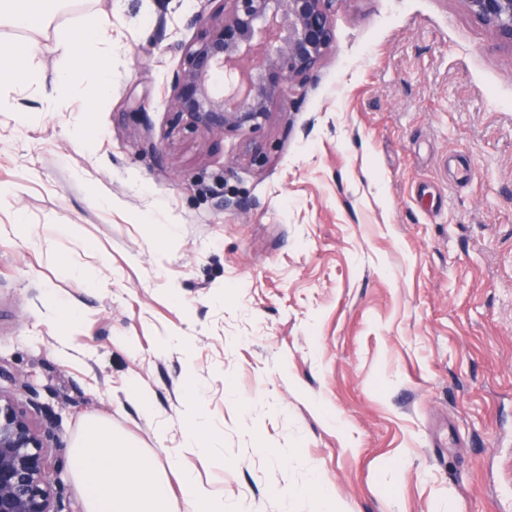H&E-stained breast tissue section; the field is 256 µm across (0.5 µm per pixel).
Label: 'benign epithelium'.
<instances>
[{
	"instance_id": "benign-epithelium-1",
	"label": "benign epithelium",
	"mask_w": 512,
	"mask_h": 512,
	"mask_svg": "<svg viewBox=\"0 0 512 512\" xmlns=\"http://www.w3.org/2000/svg\"><path fill=\"white\" fill-rule=\"evenodd\" d=\"M185 51L168 106L219 141L260 128L274 103L303 86L333 45L331 13L343 0H220ZM497 44L512 49V0H461ZM224 78L222 91L212 78ZM52 421L0 391V512H63L46 448Z\"/></svg>"
}]
</instances>
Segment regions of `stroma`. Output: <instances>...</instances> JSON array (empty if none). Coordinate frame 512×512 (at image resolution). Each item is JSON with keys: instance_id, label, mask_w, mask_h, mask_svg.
Returning <instances> with one entry per match:
<instances>
[{"instance_id": "stroma-1", "label": "stroma", "mask_w": 512, "mask_h": 512, "mask_svg": "<svg viewBox=\"0 0 512 512\" xmlns=\"http://www.w3.org/2000/svg\"><path fill=\"white\" fill-rule=\"evenodd\" d=\"M216 7L45 0L0 26L68 75L48 104L0 81V391L54 422L68 512L90 415L224 512H317L316 483L343 512H512V49L460 0H343L316 77L216 142L168 107ZM64 37L107 52L108 88ZM190 393L222 464L181 446Z\"/></svg>"}]
</instances>
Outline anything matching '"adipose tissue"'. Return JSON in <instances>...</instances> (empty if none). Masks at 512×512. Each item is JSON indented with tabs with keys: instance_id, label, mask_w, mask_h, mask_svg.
<instances>
[{
	"instance_id": "obj_1",
	"label": "adipose tissue",
	"mask_w": 512,
	"mask_h": 512,
	"mask_svg": "<svg viewBox=\"0 0 512 512\" xmlns=\"http://www.w3.org/2000/svg\"><path fill=\"white\" fill-rule=\"evenodd\" d=\"M36 43L0 45V58L24 69L41 99L55 89L40 83L33 64ZM72 465L83 491L84 512H224L223 498L213 495L192 477L183 479V498L175 500L163 471L148 461L110 422L92 417L76 440Z\"/></svg>"
}]
</instances>
